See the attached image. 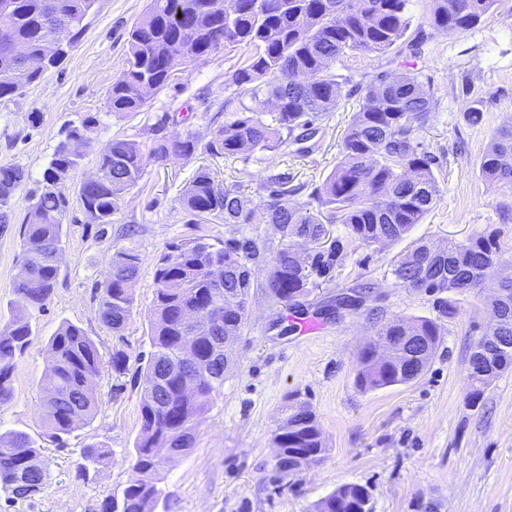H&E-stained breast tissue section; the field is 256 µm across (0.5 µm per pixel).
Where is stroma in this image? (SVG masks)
I'll list each match as a JSON object with an SVG mask.
<instances>
[{"label": "stroma", "instance_id": "stroma-1", "mask_svg": "<svg viewBox=\"0 0 512 512\" xmlns=\"http://www.w3.org/2000/svg\"><path fill=\"white\" fill-rule=\"evenodd\" d=\"M148 0H97L79 44L59 67L27 93L0 101V166H24L29 181L10 200L9 223H0V327L18 307L13 280L19 272L21 222L28 199L68 126L86 117L89 144L66 179L75 190L97 169L109 140L138 142L143 151L159 142L193 138L192 157L150 162L111 223H86L71 198L63 224L57 284L44 311L33 313L31 344L15 361L13 395L0 405V430L35 439L48 484L41 494L17 502L0 498V512H100L102 501L131 477L130 460L140 433L141 387L132 373L148 351V313L154 300L157 260L172 245L197 239L219 244L224 223H192L180 197L200 168L218 184L262 207L267 188L280 181L292 202L314 206V190L335 168L357 101L378 76L409 70L429 78L436 110L422 134L439 162L438 200L408 237L383 247L352 244L342 270L309 296L302 311L275 303L266 293L264 266H257L249 324L233 347L237 361L205 414L197 444L169 463L158 484L155 512H312L315 503L346 484L367 487L373 512H512V369L486 388L478 406L468 398V370L479 329L490 319L482 297H460L454 318H441L424 290L396 285V257L415 241L436 246L496 231L502 258L512 262V187L485 183L479 164L492 132L512 122V0H499L474 28L451 35L432 31L421 54L371 53L335 63L349 76L348 97L322 118L313 151L284 148L213 156L205 145L223 125L224 104L239 89L230 81L234 53L219 51L177 73L138 112L116 114L106 102L109 84L124 69L128 32ZM488 100L481 124L466 123L474 96ZM137 251L142 263L133 286V310L122 336H113L98 316L96 293L111 267L114 249ZM358 283L372 293L355 309L336 301ZM400 317L441 321L444 336L423 374L408 384L360 391L355 383L360 349L378 324ZM319 330L300 334L299 320ZM81 326L103 356L124 349L128 371L103 367L94 380L97 411L76 429L65 449H56L42 419L50 336L61 323ZM314 411L328 451L302 475L272 483L273 437L289 395ZM110 455L87 480L75 477L84 448Z\"/></svg>", "mask_w": 512, "mask_h": 512}]
</instances>
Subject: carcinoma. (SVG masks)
Returning <instances> with one entry per match:
<instances>
[{
    "label": "carcinoma",
    "instance_id": "carcinoma-1",
    "mask_svg": "<svg viewBox=\"0 0 512 512\" xmlns=\"http://www.w3.org/2000/svg\"><path fill=\"white\" fill-rule=\"evenodd\" d=\"M96 0H0V25L6 24L11 42H0V69L15 65L14 47L28 55L40 49L42 36L56 38L65 57L81 42ZM149 0L141 19L128 34L125 67L108 90L111 111L138 112L152 93L171 78L220 48L240 52L233 84L244 88L251 104L238 100L236 111L216 128L206 144L215 155L233 156L253 151H275L288 146L299 129L336 110L350 78L332 66L351 54L396 49L419 51L428 39L418 29L412 39L406 8L409 0ZM498 0H428L429 26L460 34L476 25ZM185 14L179 18L178 14ZM41 77L29 71L21 83L0 81V100L25 94ZM271 107V121L263 109ZM436 103L430 85L412 71L382 75L371 83L353 114L344 137L342 158L317 188V208L288 199V190H272L263 205L264 222L279 233L277 246L259 247L247 236L224 238L214 247L202 240L175 245L156 264L158 288L150 312L148 353L141 355V428L133 452V476L119 494L101 504V512H152L160 490V471L194 448L202 415L224 386L232 369L225 344L242 335L252 291L257 287L254 267L266 266V287L276 301L299 307L301 301L333 279L344 266L347 246L331 237L329 225L342 224L350 241L365 246H387L402 240L422 222L438 196L436 157L424 148L420 132L430 124ZM486 101L471 99L465 121L478 125ZM197 148L192 138L160 143L146 155L133 140L112 139L99 151L102 180L76 189L90 224H110L126 192L142 177L148 162L171 155L188 157ZM80 160L56 146L42 174L40 193L33 196L22 222L23 252L20 272L13 282L22 308L0 329V403L13 392L14 361L27 351L32 312H41L57 283L62 250L63 221L69 198L61 175ZM479 174L490 184L512 185V125L490 137ZM28 180L19 165L0 166V206H5ZM181 206L194 217L210 216L226 224H252L255 208L231 187L215 183L209 170L197 171L184 190ZM305 239L311 251L303 255L294 242ZM141 265L140 255L118 248L111 273L98 288V313L112 335L123 337L133 306L132 286ZM392 275L406 288L436 296L439 312L450 318L455 303L441 297L448 292L484 296L500 320L498 340L472 352L468 378L472 402L501 372L512 366V267L502 263L494 233H479L463 242L449 241L432 249L415 245L394 261ZM192 313L196 321L182 320ZM221 313L222 326L214 332L210 316ZM375 336L389 338L390 354L375 355L373 344L358 356L356 385L363 391L406 384L419 377L441 341L440 325L428 318L395 319L383 323ZM191 339L201 369L191 373L182 362V347ZM51 363L44 419L49 437L63 449L67 437L95 414L93 379L102 368L95 340L83 328L64 323L48 341ZM274 436L278 448L275 469L279 478L296 477L317 464L326 452L322 432L311 407L289 400ZM163 448L175 454L166 456ZM34 439L18 431L0 433V494L8 501L28 500L40 494L46 473ZM107 452L95 446L82 452L75 477L85 480ZM366 487L344 485L313 506V512H354Z\"/></svg>",
    "mask_w": 512,
    "mask_h": 512
}]
</instances>
